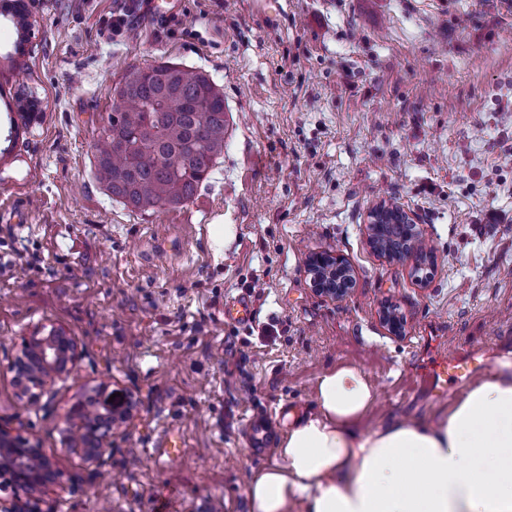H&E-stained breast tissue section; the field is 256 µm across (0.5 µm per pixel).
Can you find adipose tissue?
Segmentation results:
<instances>
[{
    "instance_id": "ef3b65f1",
    "label": "adipose tissue",
    "mask_w": 512,
    "mask_h": 512,
    "mask_svg": "<svg viewBox=\"0 0 512 512\" xmlns=\"http://www.w3.org/2000/svg\"><path fill=\"white\" fill-rule=\"evenodd\" d=\"M376 399L359 369L316 379L312 410L288 418L281 465L246 488L250 512H512V353L430 420H363Z\"/></svg>"
}]
</instances>
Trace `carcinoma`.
Listing matches in <instances>:
<instances>
[{
    "label": "carcinoma",
    "instance_id": "carcinoma-1",
    "mask_svg": "<svg viewBox=\"0 0 512 512\" xmlns=\"http://www.w3.org/2000/svg\"><path fill=\"white\" fill-rule=\"evenodd\" d=\"M117 93L119 109L98 128L95 181L143 213L190 201L224 152V93L205 73L166 62L136 71Z\"/></svg>",
    "mask_w": 512,
    "mask_h": 512
}]
</instances>
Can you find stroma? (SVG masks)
Listing matches in <instances>:
<instances>
[{
	"label": "stroma",
	"instance_id": "stroma-1",
	"mask_svg": "<svg viewBox=\"0 0 512 512\" xmlns=\"http://www.w3.org/2000/svg\"><path fill=\"white\" fill-rule=\"evenodd\" d=\"M122 2L27 0L26 35L0 0V421L61 470L55 512H250L246 486L277 457L251 451L249 418L283 435L321 371L364 372L373 428L464 392L421 383L436 360L483 375L512 351V0H176L170 26L140 8L115 36L103 19ZM163 62L207 74L229 126L194 197L145 214L94 180L93 144L119 84ZM389 199L434 250L425 282L367 244ZM323 250L353 267L344 299L311 286ZM241 296L246 325L224 318ZM387 303L405 337L380 323ZM51 325L79 358L32 406L9 365ZM103 380L137 409L94 475L68 414ZM170 436L172 459L156 452Z\"/></svg>",
	"mask_w": 512,
	"mask_h": 512
}]
</instances>
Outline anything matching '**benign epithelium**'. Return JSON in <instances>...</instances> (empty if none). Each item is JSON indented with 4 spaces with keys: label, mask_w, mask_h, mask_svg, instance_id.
Here are the masks:
<instances>
[{
    "label": "benign epithelium",
    "mask_w": 512,
    "mask_h": 512,
    "mask_svg": "<svg viewBox=\"0 0 512 512\" xmlns=\"http://www.w3.org/2000/svg\"><path fill=\"white\" fill-rule=\"evenodd\" d=\"M387 216L388 205L382 201L366 213L367 240L373 251L398 262L413 260L417 267L423 264L421 227L404 208L397 211L398 247L393 251L382 250L377 236L378 224ZM306 268L317 293L332 299L348 295L353 269L343 256L332 251L313 253L306 260ZM379 320L392 334H405V321L397 309L381 308ZM78 357L75 340L62 328L53 327L43 336L25 338L20 355L10 364L19 383L20 397L31 405L39 404L51 393L49 385L70 373ZM108 388L109 383H100L93 394L76 402L69 413V419L80 424V451L86 461L97 468L112 456V428L130 420L136 410L132 400L122 408L113 406L109 402ZM63 491L65 485L56 463L43 456L37 443L0 422V512H53L46 506V496Z\"/></svg>",
    "instance_id": "obj_1"
}]
</instances>
